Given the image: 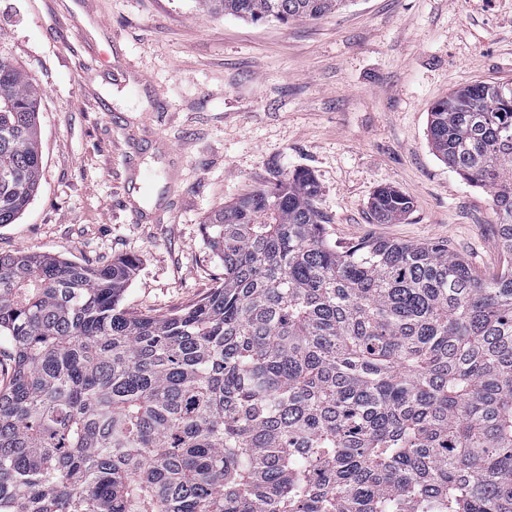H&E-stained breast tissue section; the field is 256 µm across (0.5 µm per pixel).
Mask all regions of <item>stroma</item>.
I'll list each match as a JSON object with an SVG mask.
<instances>
[{
    "mask_svg": "<svg viewBox=\"0 0 512 512\" xmlns=\"http://www.w3.org/2000/svg\"><path fill=\"white\" fill-rule=\"evenodd\" d=\"M0 43L39 85L43 159L0 253L135 256L133 314L208 296L224 266L205 218L277 171L312 173L337 246L443 244L487 276L511 261L490 193L435 156L428 123L453 89L512 83V0H350L285 25L197 0H0ZM382 187L412 200L404 220L376 223Z\"/></svg>",
    "mask_w": 512,
    "mask_h": 512,
    "instance_id": "1",
    "label": "stroma"
}]
</instances>
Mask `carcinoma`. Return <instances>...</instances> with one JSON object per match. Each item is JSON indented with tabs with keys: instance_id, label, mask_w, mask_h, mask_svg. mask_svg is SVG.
<instances>
[{
	"instance_id": "carcinoma-1",
	"label": "carcinoma",
	"mask_w": 512,
	"mask_h": 512,
	"mask_svg": "<svg viewBox=\"0 0 512 512\" xmlns=\"http://www.w3.org/2000/svg\"><path fill=\"white\" fill-rule=\"evenodd\" d=\"M349 0H199L282 24ZM37 82L0 46V225L42 173ZM435 154L491 193L512 256V84L435 104ZM296 170L204 222L224 278L135 315L132 257L0 253V512H512V267L339 248ZM382 224L412 210L384 187Z\"/></svg>"
}]
</instances>
